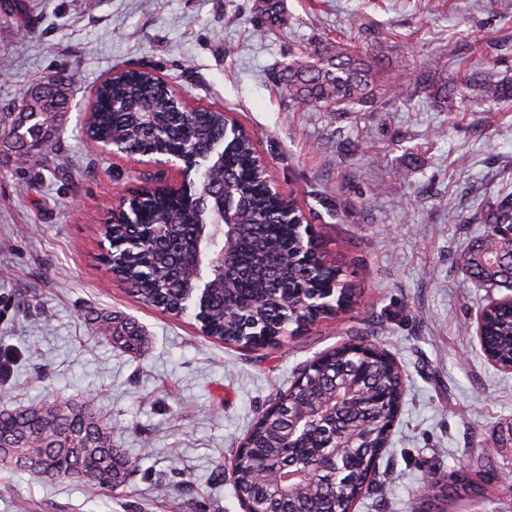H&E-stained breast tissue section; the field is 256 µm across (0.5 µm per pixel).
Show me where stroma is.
<instances>
[{"label":"stroma","instance_id":"obj_1","mask_svg":"<svg viewBox=\"0 0 512 512\" xmlns=\"http://www.w3.org/2000/svg\"><path fill=\"white\" fill-rule=\"evenodd\" d=\"M338 42L383 84L437 87L409 107L293 105L289 62ZM131 67L253 135L355 288L349 308L251 350L112 276L103 227L143 166L85 138V107ZM460 71L512 78V0H0V410L91 400L132 463L111 492L0 468V512H243L230 463L257 416L301 365L357 337L397 362L405 396L379 488L354 512H431L428 484L460 469L490 492L483 512H512V371L476 337L479 310L508 291L474 287L459 264L487 230L476 213L512 193V111L445 102ZM53 74L71 107L49 146L18 157L14 94ZM92 313L141 326L144 351L102 341Z\"/></svg>","mask_w":512,"mask_h":512}]
</instances>
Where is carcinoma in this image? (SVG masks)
<instances>
[{
    "label": "carcinoma",
    "instance_id": "1",
    "mask_svg": "<svg viewBox=\"0 0 512 512\" xmlns=\"http://www.w3.org/2000/svg\"><path fill=\"white\" fill-rule=\"evenodd\" d=\"M34 94L26 88L13 102L9 128L26 151L49 145L57 117L68 110L67 87L49 76ZM468 92L512 102L509 80L485 77ZM376 73L358 52L336 46L333 55L313 53L288 64V97L303 107L342 112L344 106L377 96ZM87 136L104 146L115 145L129 155L149 158L181 155L204 168L201 179L170 195L155 192L141 199L132 224H107L112 242L109 270L147 304L172 315L183 313L201 279L211 291L198 302L200 330L227 343L260 349L279 332L295 330L339 312L323 302L325 290L340 284V269L327 264L318 246L307 261L295 254L303 237L293 217L304 219L295 201L270 194L252 139L243 131H225L223 111L190 109L177 103L175 89L146 70H126L105 79L96 89ZM231 200L232 222L243 225L230 248V267L206 260L224 251V205ZM478 224H512V203L504 200ZM460 263L476 288H507L512 279V244L487 241L463 255ZM234 283L225 287L224 275ZM481 346L495 365L512 366V303L487 304L481 324ZM102 339L128 351L144 343L132 321L106 323ZM360 338L345 342L305 365L303 386L281 396L247 433L248 446L238 450L234 486L238 495L262 512H345L376 488L373 464L386 452L403 387L385 353L368 352ZM348 380L379 393L369 405L352 402L341 425L352 443L337 471L321 472L336 440L333 421L316 413L337 383ZM309 411L307 429L297 447L284 448L288 408ZM307 467L312 481L289 490L284 498L272 492L267 469L287 457ZM0 467L37 476L63 479L112 491L128 477L131 462L112 447L107 419L87 402L53 400L23 409L0 411ZM480 502L481 487L463 473L448 476V485L433 495V512H448L455 499Z\"/></svg>",
    "mask_w": 512,
    "mask_h": 512
}]
</instances>
